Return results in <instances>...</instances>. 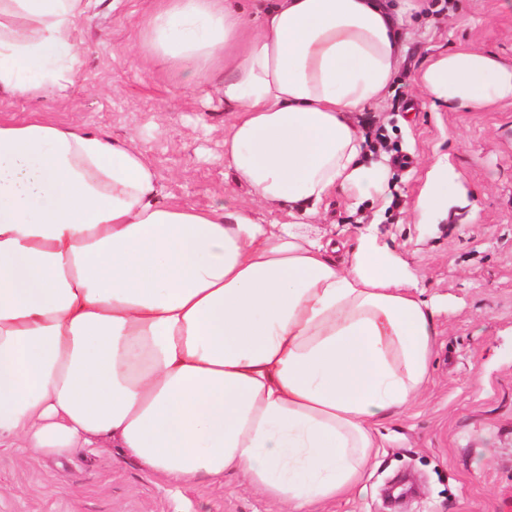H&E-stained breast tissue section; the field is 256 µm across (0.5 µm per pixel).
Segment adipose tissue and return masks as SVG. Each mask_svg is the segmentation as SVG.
<instances>
[{"mask_svg":"<svg viewBox=\"0 0 512 512\" xmlns=\"http://www.w3.org/2000/svg\"><path fill=\"white\" fill-rule=\"evenodd\" d=\"M91 0H0V90L65 94ZM152 0L140 68L223 73L224 161L287 221L160 203L142 148L40 119L0 121V447L65 457L110 439L172 484L236 472L288 512L358 483L375 426L422 391L434 308L414 271L361 234L345 262L315 219L379 192L354 113L397 73L411 0ZM435 102L512 103V66L434 57ZM457 184L436 159L419 217Z\"/></svg>","mask_w":512,"mask_h":512,"instance_id":"1","label":"adipose tissue"}]
</instances>
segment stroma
Wrapping results in <instances>:
<instances>
[{"mask_svg": "<svg viewBox=\"0 0 512 512\" xmlns=\"http://www.w3.org/2000/svg\"><path fill=\"white\" fill-rule=\"evenodd\" d=\"M149 0H91L74 31L79 78L67 96L0 91V120L39 117L136 138L163 201L232 211L252 204L265 224L286 213L253 204L224 163L230 113L219 80L196 87L177 66L140 71ZM407 50L384 100L358 117L405 165L385 157L383 194L350 211L328 198L318 219L344 260L365 227L417 274L439 305L430 378L403 414L382 420L378 446L349 494L315 512H512V103L472 112L433 106L415 83L430 60L472 45L512 63L505 0H449L407 28ZM447 157L459 183L448 212L417 223L411 201L433 162ZM0 512H285L240 475L173 485L115 448L65 458L0 447Z\"/></svg>", "mask_w": 512, "mask_h": 512, "instance_id": "obj_1", "label": "stroma"}]
</instances>
